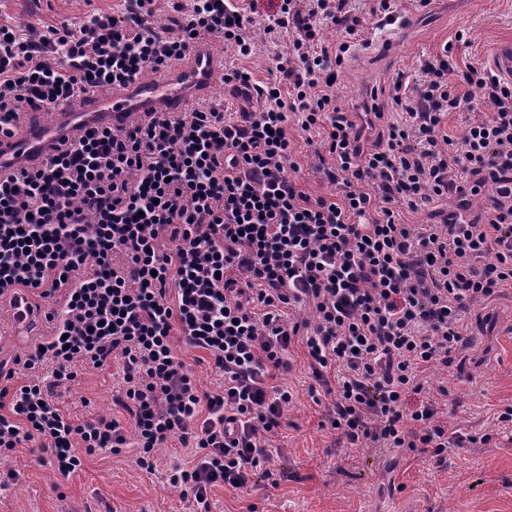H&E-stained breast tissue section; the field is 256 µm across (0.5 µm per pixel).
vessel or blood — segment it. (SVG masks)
I'll list each match as a JSON object with an SVG mask.
<instances>
[{
    "instance_id": "b4317fda",
    "label": "vessel or blood",
    "mask_w": 512,
    "mask_h": 512,
    "mask_svg": "<svg viewBox=\"0 0 512 512\" xmlns=\"http://www.w3.org/2000/svg\"><path fill=\"white\" fill-rule=\"evenodd\" d=\"M215 60L206 47H198L187 62L178 64L153 79L141 80L106 98L89 97L81 107H61L42 115L41 121L23 137H0V175L34 160L45 159L65 131L79 127H117L132 112H182L203 102L213 79ZM34 300L20 291L13 308L17 336L31 335L35 320Z\"/></svg>"
}]
</instances>
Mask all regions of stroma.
<instances>
[{
	"label": "stroma",
	"mask_w": 512,
	"mask_h": 512,
	"mask_svg": "<svg viewBox=\"0 0 512 512\" xmlns=\"http://www.w3.org/2000/svg\"><path fill=\"white\" fill-rule=\"evenodd\" d=\"M122 0H0V21L29 26L77 22L102 9L119 8ZM417 14L413 28L384 34L369 31L368 45L357 46L347 59L333 91L339 106L349 112L366 143L378 137L370 126L366 104L380 91L385 119L403 114L388 103L397 74L417 77L422 61L453 44L461 63L491 65L496 44L512 41V0H432ZM464 35L456 44V35ZM288 50L287 37L267 38L254 28L251 56L214 47L218 73L209 92L210 103L234 111L224 99L223 70L243 67L266 79L278 55ZM481 321L463 367L453 372L431 369L430 385L448 388V402L440 406L450 428L485 433L498 429L497 414L512 404V288L478 309ZM121 367L86 369L64 390L62 405L78 419L112 414V387ZM296 400L286 411L288 428L273 446L271 478L258 481L250 496L230 487L212 491L211 512H512V443L499 437L497 447L462 448L443 461L398 455L382 448L361 451L338 444L330 429L321 427L322 406L307 393L309 380L302 358H295L283 376ZM192 463L191 449L171 440L158 449L153 473L135 466L131 453L95 454L69 477L53 474L29 448L16 449L0 463V474L16 477L0 488V512H185L178 489L165 475L175 462Z\"/></svg>",
	"instance_id": "35a3bbf8"
}]
</instances>
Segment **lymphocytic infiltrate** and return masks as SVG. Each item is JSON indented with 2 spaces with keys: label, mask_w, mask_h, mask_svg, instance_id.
Instances as JSON below:
<instances>
[{
  "label": "lymphocytic infiltrate",
  "mask_w": 512,
  "mask_h": 512,
  "mask_svg": "<svg viewBox=\"0 0 512 512\" xmlns=\"http://www.w3.org/2000/svg\"><path fill=\"white\" fill-rule=\"evenodd\" d=\"M366 2L277 0L264 30L287 34L289 47L274 74L224 73L254 88L259 111L145 112L125 128L60 136L46 160L0 177V300L34 292L53 326L13 368L0 362V459L32 443L67 477L84 456L131 447L150 471L175 439L195 462L173 464L166 480L189 512H210L214 487L247 495L268 477L295 400L280 377L298 348L308 393L330 396L324 422L347 447L440 458L495 445V434L441 421L448 389L429 390L424 374L460 367L473 309L512 288V81L458 64L445 45L418 78L396 77L390 98L404 121L385 122L372 103L382 131L364 144L331 83L359 37L402 14L399 0ZM253 26L234 0H124L25 35L0 23V134L15 136L23 115L163 73L206 36L250 56ZM456 112L476 115L458 141L445 131ZM292 124L334 196L304 189ZM486 188L492 204L471 220L401 218ZM181 343L223 384L200 385ZM114 362L120 415L65 413L61 389L78 369ZM19 366L33 376L17 387Z\"/></svg>",
  "instance_id": "obj_1"
}]
</instances>
